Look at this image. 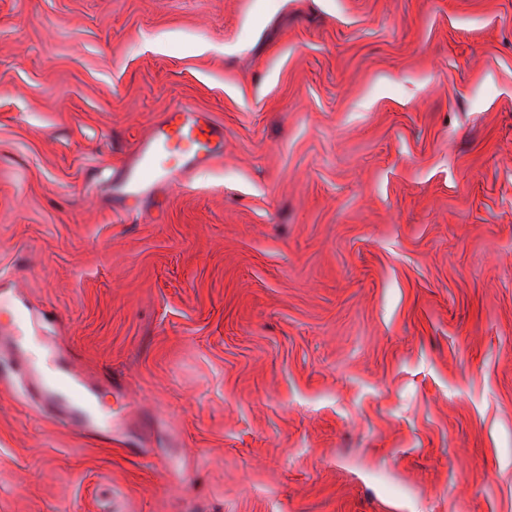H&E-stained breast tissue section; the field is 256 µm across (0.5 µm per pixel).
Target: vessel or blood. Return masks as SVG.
<instances>
[{
  "instance_id": "b4317fda",
  "label": "vessel or blood",
  "mask_w": 512,
  "mask_h": 512,
  "mask_svg": "<svg viewBox=\"0 0 512 512\" xmlns=\"http://www.w3.org/2000/svg\"><path fill=\"white\" fill-rule=\"evenodd\" d=\"M224 128L206 113L176 106L156 120L149 133L135 145L130 159L112 176L115 203L128 197L148 199L179 176L204 167L221 153ZM43 405L66 410L72 426L87 433H108L110 419H97L91 395L97 379L60 366L57 374L46 376L16 357Z\"/></svg>"
}]
</instances>
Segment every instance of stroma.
<instances>
[{
  "label": "stroma",
  "instance_id": "stroma-1",
  "mask_svg": "<svg viewBox=\"0 0 512 512\" xmlns=\"http://www.w3.org/2000/svg\"><path fill=\"white\" fill-rule=\"evenodd\" d=\"M224 154L113 211L160 114ZM0 512H512V0H0ZM19 371L26 374L35 386L45 407L52 405L68 412L70 422L80 432L112 435V420L104 418L102 423L91 408V395L99 380L83 375L68 366L57 363L56 376H45L35 367H27L22 356L14 358ZM109 426V427H108Z\"/></svg>",
  "mask_w": 512,
  "mask_h": 512
}]
</instances>
